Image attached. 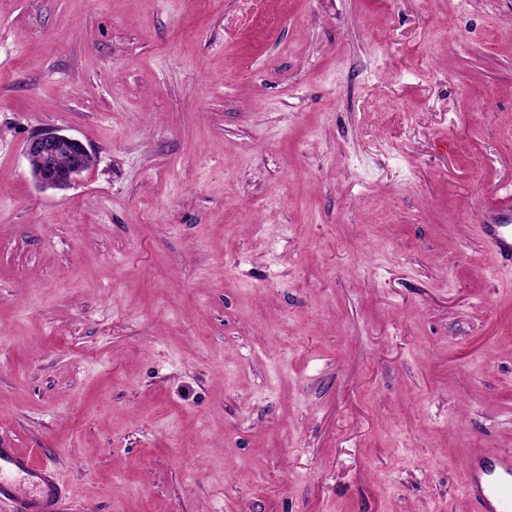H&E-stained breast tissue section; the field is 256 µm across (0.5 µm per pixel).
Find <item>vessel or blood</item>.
I'll return each instance as SVG.
<instances>
[{"label": "vessel or blood", "mask_w": 512, "mask_h": 512, "mask_svg": "<svg viewBox=\"0 0 512 512\" xmlns=\"http://www.w3.org/2000/svg\"><path fill=\"white\" fill-rule=\"evenodd\" d=\"M481 236L493 261L512 262V189L485 197ZM467 489L480 512H512V460L476 450L465 467ZM67 489L57 471L34 463L17 449L0 444V502L12 512H61Z\"/></svg>", "instance_id": "1"}]
</instances>
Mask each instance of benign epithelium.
I'll return each instance as SVG.
<instances>
[{
  "label": "benign epithelium",
  "instance_id": "7a95c632",
  "mask_svg": "<svg viewBox=\"0 0 512 512\" xmlns=\"http://www.w3.org/2000/svg\"><path fill=\"white\" fill-rule=\"evenodd\" d=\"M24 155L34 180L44 189H65L84 171L90 155L86 145L61 129L47 128L27 140ZM68 158L65 166L62 158Z\"/></svg>",
  "mask_w": 512,
  "mask_h": 512
}]
</instances>
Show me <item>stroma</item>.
<instances>
[{
  "mask_svg": "<svg viewBox=\"0 0 512 512\" xmlns=\"http://www.w3.org/2000/svg\"><path fill=\"white\" fill-rule=\"evenodd\" d=\"M507 185L512 0H0V443L61 512H477ZM24 155L34 180L44 189H65L84 171L85 159L91 155L86 145L62 129L47 128L27 140ZM68 158L65 166L62 158ZM481 236L495 263L512 262V189L497 188L485 197Z\"/></svg>",
  "mask_w": 512,
  "mask_h": 512,
  "instance_id": "obj_1",
  "label": "stroma"
}]
</instances>
